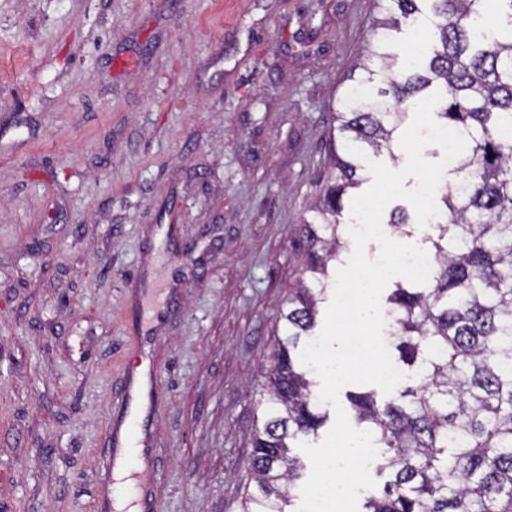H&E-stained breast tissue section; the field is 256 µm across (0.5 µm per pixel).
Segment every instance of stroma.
I'll list each match as a JSON object with an SVG mask.
<instances>
[{
  "instance_id": "stroma-1",
  "label": "stroma",
  "mask_w": 512,
  "mask_h": 512,
  "mask_svg": "<svg viewBox=\"0 0 512 512\" xmlns=\"http://www.w3.org/2000/svg\"><path fill=\"white\" fill-rule=\"evenodd\" d=\"M374 0H0V512H241L254 386Z\"/></svg>"
}]
</instances>
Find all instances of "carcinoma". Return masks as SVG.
<instances>
[{
    "mask_svg": "<svg viewBox=\"0 0 512 512\" xmlns=\"http://www.w3.org/2000/svg\"><path fill=\"white\" fill-rule=\"evenodd\" d=\"M374 38L346 76L333 115V173L312 220L293 246L300 278L279 311L282 337L262 369V424L250 435L254 489L242 512H291L301 436L315 435L314 381L299 362L326 292L328 263L344 247L340 218L349 190L361 184L366 155L390 148L419 95L436 86L440 125L466 136L452 161L456 182L443 197L435 268L428 283L401 284L388 297L391 338L416 384L381 402L367 389L347 395L356 426L381 448L383 485L362 512H512V0H377ZM433 16L436 40L419 60L392 70L395 35Z\"/></svg>",
    "mask_w": 512,
    "mask_h": 512,
    "instance_id": "cac0c4a2",
    "label": "carcinoma"
}]
</instances>
